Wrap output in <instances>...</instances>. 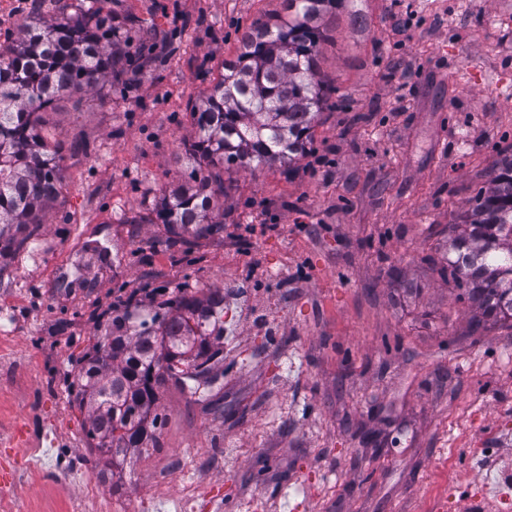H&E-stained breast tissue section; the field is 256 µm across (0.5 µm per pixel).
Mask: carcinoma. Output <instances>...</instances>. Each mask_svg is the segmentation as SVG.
Wrapping results in <instances>:
<instances>
[{"instance_id": "obj_1", "label": "carcinoma", "mask_w": 512, "mask_h": 512, "mask_svg": "<svg viewBox=\"0 0 512 512\" xmlns=\"http://www.w3.org/2000/svg\"><path fill=\"white\" fill-rule=\"evenodd\" d=\"M354 0H282L284 17L257 19L238 37L239 54L190 114V154L200 165L188 182L147 218L192 239L221 236L212 219L224 206V167L254 171L291 166L307 153L318 116L337 88L318 78V54L328 38L324 18ZM112 0H91L84 13L52 23L34 17L0 43V255L21 247L44 223L59 196L58 160L75 146L52 145L38 113L55 98L116 77L140 80L147 60L112 50ZM491 187L471 199L465 232L448 254V276L485 319L512 324V155L493 164ZM224 291L182 294L163 302L151 323L112 317L78 374L76 400L87 413V436L100 456L125 458L159 447L158 395L170 382L205 379L224 336Z\"/></svg>"}]
</instances>
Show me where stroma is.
Masks as SVG:
<instances>
[{
	"instance_id": "1",
	"label": "stroma",
	"mask_w": 512,
	"mask_h": 512,
	"mask_svg": "<svg viewBox=\"0 0 512 512\" xmlns=\"http://www.w3.org/2000/svg\"><path fill=\"white\" fill-rule=\"evenodd\" d=\"M414 9L357 0L326 17L320 76L340 108L291 172H225L223 236L187 246L144 217L187 180L198 65L234 58L238 28L280 0H113L143 22L115 49L150 63L136 86L104 80L42 114L48 142L90 149L66 155L44 224L0 257V359L25 365L0 376V465L24 468L44 428L103 512H165L189 472L193 512H512V328L480 321L440 272L512 152V0ZM213 288L234 327L212 370L223 414L169 384L159 449L104 467L75 394L113 302L141 320ZM82 497L36 478L0 512Z\"/></svg>"
}]
</instances>
